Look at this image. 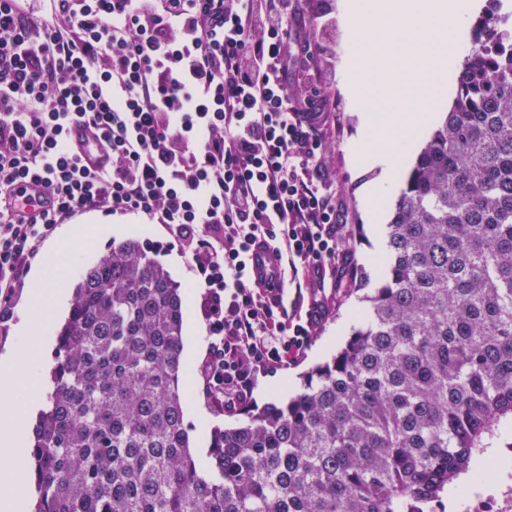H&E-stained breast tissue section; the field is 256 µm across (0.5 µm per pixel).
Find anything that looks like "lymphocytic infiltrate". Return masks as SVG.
I'll return each mask as SVG.
<instances>
[{"instance_id":"lymphocytic-infiltrate-1","label":"lymphocytic infiltrate","mask_w":512,"mask_h":512,"mask_svg":"<svg viewBox=\"0 0 512 512\" xmlns=\"http://www.w3.org/2000/svg\"><path fill=\"white\" fill-rule=\"evenodd\" d=\"M0 0V321L28 260L85 211L165 225L203 290L208 394L243 401L287 366L322 315L288 318L254 281L253 246L282 258L276 281L323 286L346 237L322 179L318 133L327 46L288 92L298 0ZM94 142L85 159L70 127Z\"/></svg>"}]
</instances>
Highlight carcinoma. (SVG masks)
<instances>
[{
    "mask_svg": "<svg viewBox=\"0 0 512 512\" xmlns=\"http://www.w3.org/2000/svg\"><path fill=\"white\" fill-rule=\"evenodd\" d=\"M493 3L389 212L384 265L346 271L349 338L214 429L208 470L183 410V289L135 240L85 269L34 430L35 512H408L480 472L512 432V15Z\"/></svg>",
    "mask_w": 512,
    "mask_h": 512,
    "instance_id": "obj_1",
    "label": "carcinoma"
}]
</instances>
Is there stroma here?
Wrapping results in <instances>:
<instances>
[{
	"label": "stroma",
	"instance_id": "35a3bbf8",
	"mask_svg": "<svg viewBox=\"0 0 512 512\" xmlns=\"http://www.w3.org/2000/svg\"><path fill=\"white\" fill-rule=\"evenodd\" d=\"M333 6L331 17L332 56L328 71L331 75L326 96L333 106L323 127L324 153L322 166L326 185L343 200L349 229V241L343 249L348 263H356L369 273H376L385 260L383 224L393 197L377 202L375 211H368L363 193L365 187L376 181L380 172L353 163L351 148L361 133L359 112L346 94L342 83V62L351 50L345 23L336 8L338 0H329ZM127 225V236L149 243L155 257L169 271L171 277L186 291L183 361V407L185 421L191 427V445L209 448L214 425H235L245 422L249 413L268 402L287 396L289 387L300 381V376L315 364L330 358L351 333L355 299L347 297L342 284H327L324 300L327 311L314 329L304 357L288 368L259 375L246 404L237 411L227 412L203 393L200 366L207 354L210 338L203 313L202 293L194 288L190 265L173 238L159 224H145L142 217L126 214L103 217L87 212L74 218L72 227L85 228L100 223Z\"/></svg>",
	"mask_w": 512,
	"mask_h": 512
}]
</instances>
